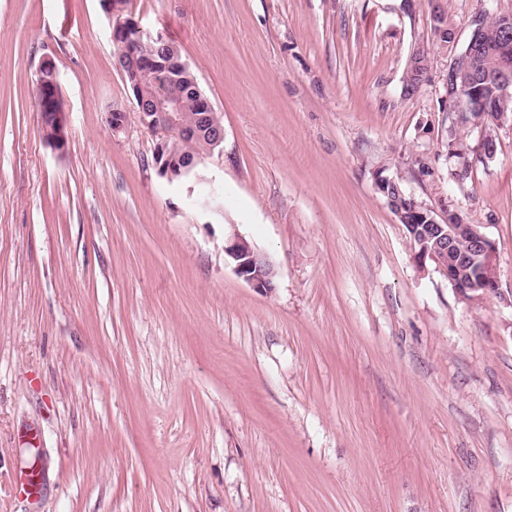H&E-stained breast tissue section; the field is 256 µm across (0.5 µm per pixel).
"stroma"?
Wrapping results in <instances>:
<instances>
[{
	"instance_id": "obj_1",
	"label": "stroma",
	"mask_w": 512,
	"mask_h": 512,
	"mask_svg": "<svg viewBox=\"0 0 512 512\" xmlns=\"http://www.w3.org/2000/svg\"><path fill=\"white\" fill-rule=\"evenodd\" d=\"M492 1L512 12L444 0V44L431 0H129L223 117L222 154L178 183L99 0H0V512H512V121L458 186L443 113ZM381 176L481 225L501 295L421 271ZM36 105L41 115L42 127L47 133L55 135L51 141H45L54 149H63L66 144L68 118L61 101L57 69L49 56L43 57L36 70ZM224 252L232 259L236 274L252 288L268 292L274 287L272 262L244 237L234 233Z\"/></svg>"
}]
</instances>
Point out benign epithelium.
<instances>
[{
	"label": "benign epithelium",
	"instance_id": "7a95c632",
	"mask_svg": "<svg viewBox=\"0 0 512 512\" xmlns=\"http://www.w3.org/2000/svg\"><path fill=\"white\" fill-rule=\"evenodd\" d=\"M100 6L108 18L113 43L122 46L126 51L145 40L158 44L156 56L146 59L133 56L131 63L121 65L119 69L130 77L139 120L154 141V161L159 174L170 181L176 177L192 181L197 179L202 157L191 150L176 157L170 153L168 144L173 137L190 144L202 134L209 135L215 146L224 143V127L211 123L213 105L210 99L201 90L196 79H189L188 91L197 100L200 114L197 115L195 124H186L183 100L153 90L161 71L188 70V64L180 59L177 46L167 41L160 32H145L133 14L117 0H100ZM432 20L437 37H446L450 42L456 39L455 31L448 27L443 0H434ZM493 70L497 83L503 90L512 88V46L505 44L499 49L494 56ZM36 105L41 115L42 127L46 132L55 135L49 145L57 150L63 149L66 144L68 118L61 101L57 69L49 56L43 57L36 70ZM410 203L414 209L426 212L429 217L430 233L424 234L420 249L413 253L420 269L424 270L427 264H433L434 270L448 280L451 288L463 295L467 293L468 287L460 276V267L482 263L488 268L483 291L499 293V278L490 263L495 243L481 230V225L458 223L459 213L456 211L448 212V222L443 224L438 221L432 208L414 198L408 201L400 194L395 199H388L391 211L400 222L406 220V215L410 213ZM461 231L469 238V248L464 253L455 251L454 246L455 236ZM224 252L232 259L236 274L251 287L265 292L274 287L275 270L272 262L244 237L233 234L228 245L224 247Z\"/></svg>",
	"mask_w": 512,
	"mask_h": 512
}]
</instances>
